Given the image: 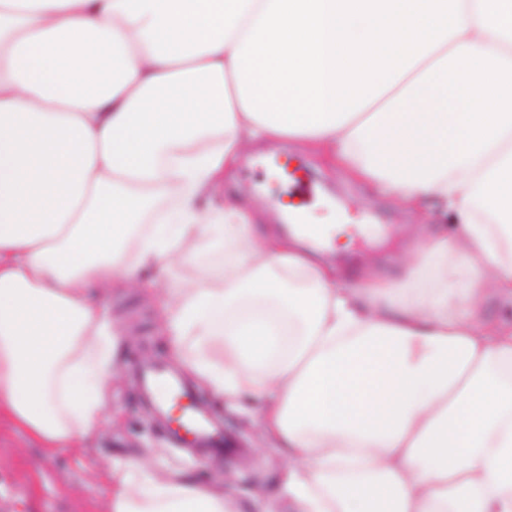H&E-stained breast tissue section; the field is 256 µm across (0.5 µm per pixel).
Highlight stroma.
Wrapping results in <instances>:
<instances>
[{
  "label": "stroma",
  "mask_w": 512,
  "mask_h": 512,
  "mask_svg": "<svg viewBox=\"0 0 512 512\" xmlns=\"http://www.w3.org/2000/svg\"><path fill=\"white\" fill-rule=\"evenodd\" d=\"M277 154L290 165L305 166L315 196L303 201L309 223L343 224L353 237L349 248H325L328 263L356 271L361 260L374 258L377 270L389 277L401 271L389 258L416 232L432 231L437 221L427 210L415 209L364 186L296 145L262 144L244 153L238 166L221 183L222 195L240 198L264 223L278 225L281 206L291 202L285 184L257 160ZM116 324L118 365L112 377V404L98 437L77 448L49 454L0 420V512H108L107 490L112 470L141 459L162 476H187L224 486L225 470L233 472L232 490L254 512V500L274 488L282 460L263 435L255 416L235 403L214 401L209 391L174 358L159 334V311L138 290L124 289L107 300ZM160 366L174 374L208 404L214 419L249 449L251 460L224 458L220 453H196L177 447L165 428L148 412L140 373Z\"/></svg>",
  "instance_id": "1"
}]
</instances>
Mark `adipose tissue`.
<instances>
[{"instance_id": "1", "label": "adipose tissue", "mask_w": 512, "mask_h": 512, "mask_svg": "<svg viewBox=\"0 0 512 512\" xmlns=\"http://www.w3.org/2000/svg\"><path fill=\"white\" fill-rule=\"evenodd\" d=\"M260 140L452 232L342 282L199 209ZM205 242L223 265L183 278ZM117 286L158 295L209 392L258 403L288 462L257 512H512V0H0V419L47 452L98 433ZM108 509L243 507L131 464Z\"/></svg>"}]
</instances>
